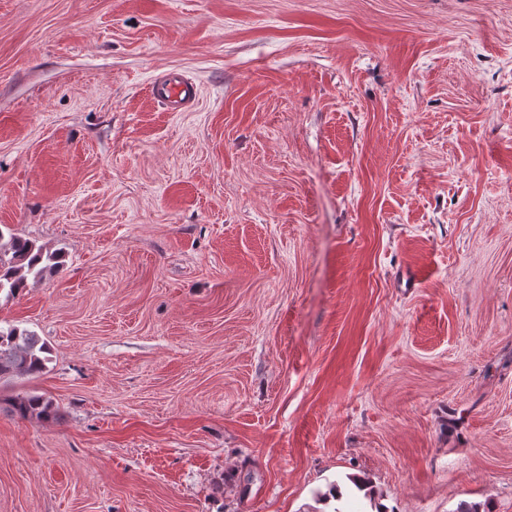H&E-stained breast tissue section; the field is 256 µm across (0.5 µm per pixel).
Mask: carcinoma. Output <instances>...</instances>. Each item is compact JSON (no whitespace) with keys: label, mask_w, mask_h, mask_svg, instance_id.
Segmentation results:
<instances>
[{"label":"carcinoma","mask_w":512,"mask_h":512,"mask_svg":"<svg viewBox=\"0 0 512 512\" xmlns=\"http://www.w3.org/2000/svg\"><path fill=\"white\" fill-rule=\"evenodd\" d=\"M64 265L63 255L0 229V296L15 297L28 277H40ZM46 346L33 332L14 325L0 326V379L39 374L45 368ZM7 411L22 420H49L57 407L44 394L25 393L7 400Z\"/></svg>","instance_id":"cac0c4a2"}]
</instances>
